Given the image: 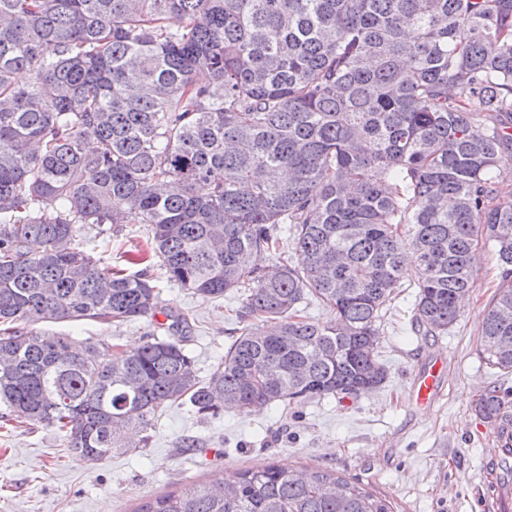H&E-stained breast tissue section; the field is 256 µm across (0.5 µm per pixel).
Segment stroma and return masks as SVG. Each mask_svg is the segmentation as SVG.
Instances as JSON below:
<instances>
[{
  "label": "stroma",
  "instance_id": "obj_1",
  "mask_svg": "<svg viewBox=\"0 0 512 512\" xmlns=\"http://www.w3.org/2000/svg\"><path fill=\"white\" fill-rule=\"evenodd\" d=\"M144 224H108L86 231L82 244L102 265L130 272L147 250ZM477 282L447 333L426 336L413 321L416 291L392 302L381 330L385 382L356 398L331 397L216 417L189 404L166 408L147 447L92 463L70 451L50 427L0 420V512H134L165 492L276 464L325 469L389 497L399 512H494L498 488L512 487V449L502 448L475 402L485 389L512 388L480 358L485 312L501 282L491 248L476 252ZM149 272L159 289L155 321L61 322L52 331L77 342L131 350L156 323L184 315L179 335L207 381L235 338L243 292L208 301L168 282L159 261ZM445 374L429 404H416L415 376L433 363Z\"/></svg>",
  "mask_w": 512,
  "mask_h": 512
}]
</instances>
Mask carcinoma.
Masks as SVG:
<instances>
[{"label": "carcinoma", "instance_id": "obj_1", "mask_svg": "<svg viewBox=\"0 0 512 512\" xmlns=\"http://www.w3.org/2000/svg\"><path fill=\"white\" fill-rule=\"evenodd\" d=\"M505 152L512 0H0V417L101 461L147 447L180 400L217 416L369 393L400 289H417L425 333L447 332L481 244L502 282L480 353L511 374ZM94 224L148 225L166 279L203 298L244 290L208 381L182 336L113 352L34 329L155 318L149 272L105 268L79 241ZM310 296L333 321L302 314ZM511 406L490 387L475 411ZM135 512L395 510L329 471L271 465Z\"/></svg>", "mask_w": 512, "mask_h": 512}]
</instances>
